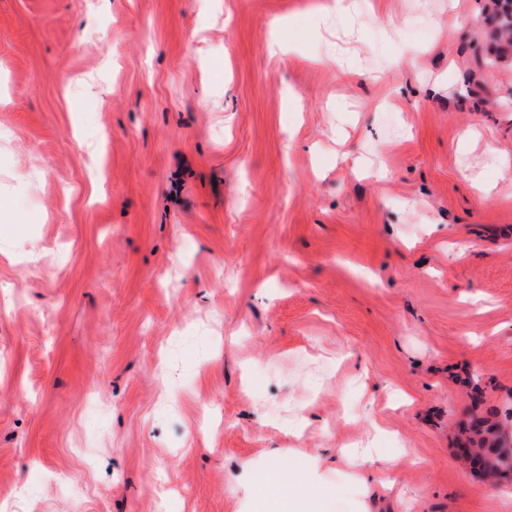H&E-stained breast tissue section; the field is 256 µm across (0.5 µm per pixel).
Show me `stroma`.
I'll return each mask as SVG.
<instances>
[{"instance_id":"obj_1","label":"stroma","mask_w":512,"mask_h":512,"mask_svg":"<svg viewBox=\"0 0 512 512\" xmlns=\"http://www.w3.org/2000/svg\"><path fill=\"white\" fill-rule=\"evenodd\" d=\"M350 3L0 0V512H512V56ZM479 413L483 423L480 427L466 420L458 423L457 444L465 443L474 448V471L497 482L512 481V432L509 437L493 420L499 413L496 409H489L487 414ZM276 482L280 485L282 490V508L285 509L279 512H309L305 509L310 508V502L302 497L297 491V487L289 483L288 474H285L277 463L270 466V470L266 474V479Z\"/></svg>"}]
</instances>
